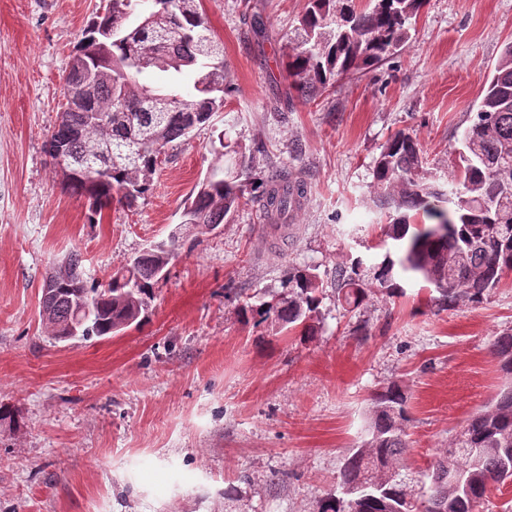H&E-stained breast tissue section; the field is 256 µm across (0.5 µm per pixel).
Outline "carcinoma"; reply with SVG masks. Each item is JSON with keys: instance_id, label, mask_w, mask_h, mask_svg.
I'll use <instances>...</instances> for the list:
<instances>
[{"instance_id": "carcinoma-1", "label": "carcinoma", "mask_w": 512, "mask_h": 512, "mask_svg": "<svg viewBox=\"0 0 512 512\" xmlns=\"http://www.w3.org/2000/svg\"><path fill=\"white\" fill-rule=\"evenodd\" d=\"M428 0H309L295 30L297 46L286 67L306 98L340 78L368 70L410 39L412 22ZM200 0H109L85 30L72 60L79 68L63 75L64 92L100 70L112 79L93 95L65 103L46 141V153L64 149L63 188L88 203L90 220L117 202L132 207L151 189L160 156L176 140L210 123L223 111L224 48L199 11ZM156 74L153 84L138 76ZM196 72L193 91L181 75ZM463 135L462 175H449L448 191L418 178L424 158L416 137L398 131L383 145L372 168L380 205L394 211L386 236L395 252L369 267L371 284L400 297L403 278L430 287V301L446 310L465 299L480 304L512 271V42L504 48ZM220 147L238 155L239 170L222 168L199 182L184 203L181 223L212 231L242 201L260 204L271 224L301 209L304 181L281 169L266 178L249 175L242 147ZM171 244L151 246L126 261L102 283L85 277L83 259L72 251L59 260L42 288V318L52 337L115 335L138 325L154 300V287L175 256ZM363 261L337 267L330 283L314 269L288 273L281 294L242 307L254 324L269 323L302 337L320 324L323 291L330 287L346 310L358 307L370 289ZM491 351L512 376V333L494 338ZM407 393L397 382L376 392L364 442L351 449L340 472L339 491L320 501L319 512H478L491 486L512 478V384L491 407L471 416L431 463L429 486L412 497L404 472Z\"/></svg>"}]
</instances>
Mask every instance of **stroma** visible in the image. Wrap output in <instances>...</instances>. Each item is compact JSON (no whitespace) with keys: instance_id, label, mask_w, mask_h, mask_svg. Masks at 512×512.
<instances>
[{"instance_id":"1","label":"stroma","mask_w":512,"mask_h":512,"mask_svg":"<svg viewBox=\"0 0 512 512\" xmlns=\"http://www.w3.org/2000/svg\"><path fill=\"white\" fill-rule=\"evenodd\" d=\"M108 0H0V512H318L372 394L408 393L406 464L424 486L436 454L507 379L490 353L512 333V272L474 305L438 309L424 283L347 311L325 292L311 339L244 322L243 303L280 293L291 268L324 280L393 242L372 166L390 135L421 145V175L443 184L469 112L505 43L512 0H428L412 39L382 65L302 97L285 64L307 0H201L224 47L231 92L209 125L160 158L135 209L88 221L45 140L65 103L62 76ZM290 169L307 200L283 238L257 203L217 229L181 223L189 192L228 166ZM177 236L178 257L148 319L115 336L57 343L40 316L43 279L66 253L104 281L146 246Z\"/></svg>"}]
</instances>
